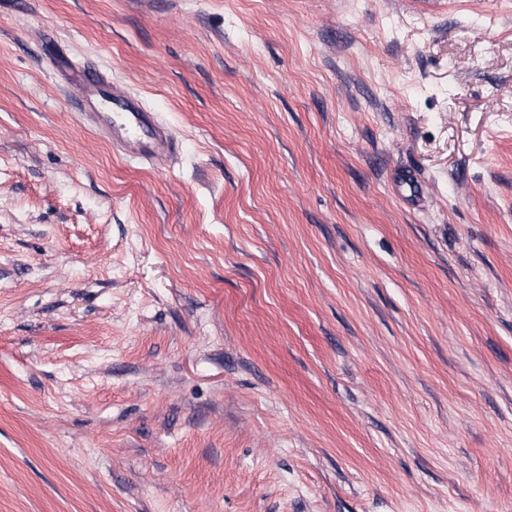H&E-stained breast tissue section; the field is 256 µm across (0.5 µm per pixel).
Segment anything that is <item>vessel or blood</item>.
Segmentation results:
<instances>
[{
	"label": "vessel or blood",
	"instance_id": "obj_1",
	"mask_svg": "<svg viewBox=\"0 0 512 512\" xmlns=\"http://www.w3.org/2000/svg\"><path fill=\"white\" fill-rule=\"evenodd\" d=\"M74 77L83 90V116L107 130L125 155L151 161L170 154V130L137 96L110 92V82L102 75L87 77L78 71Z\"/></svg>",
	"mask_w": 512,
	"mask_h": 512
}]
</instances>
